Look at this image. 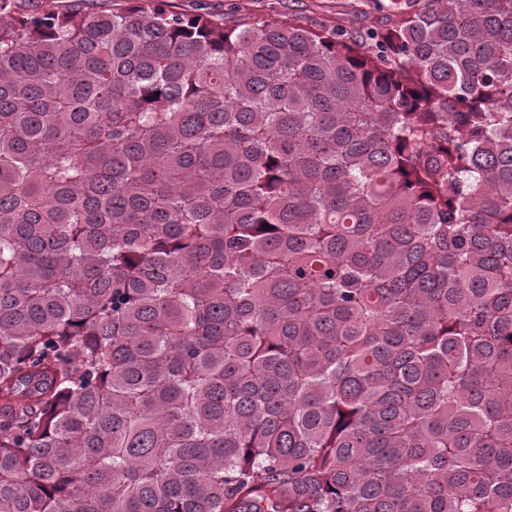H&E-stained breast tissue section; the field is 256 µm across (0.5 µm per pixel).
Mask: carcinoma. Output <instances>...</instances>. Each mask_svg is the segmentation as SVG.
<instances>
[{
	"instance_id": "obj_1",
	"label": "carcinoma",
	"mask_w": 512,
	"mask_h": 512,
	"mask_svg": "<svg viewBox=\"0 0 512 512\" xmlns=\"http://www.w3.org/2000/svg\"><path fill=\"white\" fill-rule=\"evenodd\" d=\"M23 2L0 512H512V0ZM358 0H164L167 10L184 14H206L226 24L248 21H282L296 14L311 27H335L355 32L376 25L380 14L359 13Z\"/></svg>"
}]
</instances>
